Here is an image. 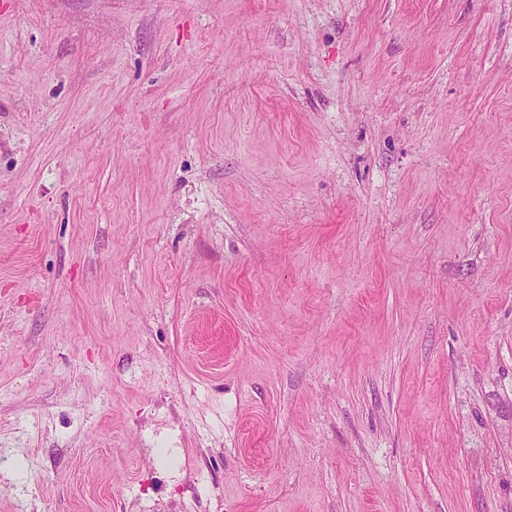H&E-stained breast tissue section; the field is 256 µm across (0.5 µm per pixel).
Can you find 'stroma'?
Returning <instances> with one entry per match:
<instances>
[{
	"instance_id": "stroma-1",
	"label": "stroma",
	"mask_w": 512,
	"mask_h": 512,
	"mask_svg": "<svg viewBox=\"0 0 512 512\" xmlns=\"http://www.w3.org/2000/svg\"><path fill=\"white\" fill-rule=\"evenodd\" d=\"M0 512H512V0H0Z\"/></svg>"
}]
</instances>
